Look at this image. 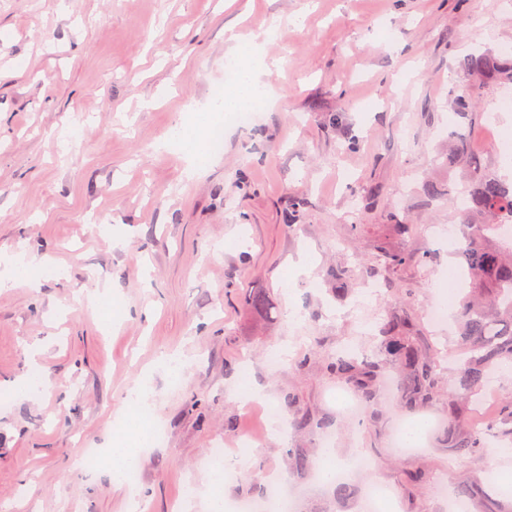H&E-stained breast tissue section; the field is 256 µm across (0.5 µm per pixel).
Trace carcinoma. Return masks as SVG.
I'll return each instance as SVG.
<instances>
[{"label": "carcinoma", "mask_w": 512, "mask_h": 512, "mask_svg": "<svg viewBox=\"0 0 512 512\" xmlns=\"http://www.w3.org/2000/svg\"><path fill=\"white\" fill-rule=\"evenodd\" d=\"M463 67L487 82L512 81V57L475 52L463 60ZM448 164L467 167L462 186L431 180L423 185L430 198L446 193L459 200L463 215L455 255L466 282L456 303L455 343L464 364L456 376L448 378V421L442 434L450 456H489L501 440L512 438V401L482 432L464 434L459 423L465 403L481 390L488 373L512 365V240L505 242L499 234L501 222L512 218V180L482 166L461 131L451 137ZM377 339L375 359L338 355L330 373L351 385L363 405L371 408L377 404L384 372L394 366L406 383L402 406L417 409L430 403L439 393V376L435 362L417 341L411 314L405 309L388 314ZM497 486L496 475L490 473L486 482L464 485L458 494L474 502L478 512H497L496 499L487 492Z\"/></svg>", "instance_id": "carcinoma-1"}]
</instances>
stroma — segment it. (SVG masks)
Wrapping results in <instances>:
<instances>
[{
    "label": "stroma",
    "mask_w": 512,
    "mask_h": 512,
    "mask_svg": "<svg viewBox=\"0 0 512 512\" xmlns=\"http://www.w3.org/2000/svg\"><path fill=\"white\" fill-rule=\"evenodd\" d=\"M272 22L276 35L256 50L272 106L249 127L225 123L222 151L189 174L174 130L223 87L225 28L248 37ZM505 41L512 0H0V252H25L38 277L0 288V394L10 396L0 512H129L126 488L83 460L111 447L136 380L162 429L137 456L149 512H207L206 452L245 436L251 472L227 474L224 499L260 500L274 478L297 491V512H361L375 483L394 490L399 512H448L433 490L440 474L474 483L489 468L512 472L507 448L449 468L444 396L418 412L426 447L398 452L403 379H389L377 414L352 420L329 372L343 346L372 355L378 324L400 307L422 347L441 351L438 374L455 370L447 328L426 313L454 250L436 231L460 218L422 183L460 182L443 164L460 129L484 166L512 171V140L493 148L487 133L512 123L497 107L512 84H482L462 67L473 49ZM466 90L477 116L464 127L452 101ZM297 198L306 205L291 228ZM398 221L412 233L397 236ZM386 252L411 261L367 293ZM337 267L350 274L342 288L329 276ZM104 288L106 312L85 301ZM254 290L268 310L245 306ZM280 346L289 355L275 366ZM164 354L182 359L180 375L159 365ZM35 367L46 383L15 396ZM245 367L266 396L249 408L238 397ZM490 390L462 428L512 400V372ZM268 402L285 427L268 421ZM303 416L332 425L302 428ZM300 454L315 465L360 454L367 467L339 500L334 483L296 473ZM416 469L426 477L414 486Z\"/></svg>",
    "instance_id": "stroma-1"
}]
</instances>
